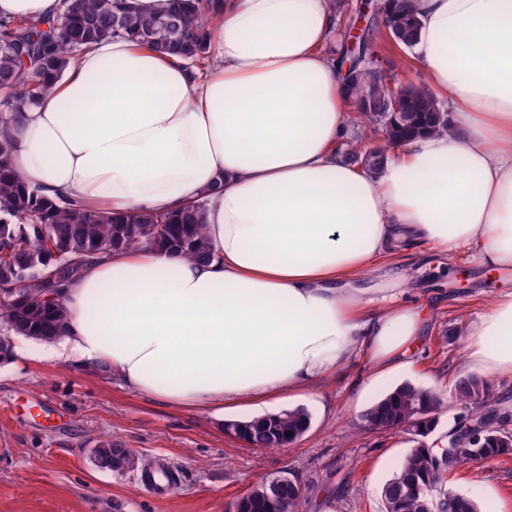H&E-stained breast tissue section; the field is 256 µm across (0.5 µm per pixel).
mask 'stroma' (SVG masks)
Returning <instances> with one entry per match:
<instances>
[{"label": "stroma", "instance_id": "stroma-1", "mask_svg": "<svg viewBox=\"0 0 512 512\" xmlns=\"http://www.w3.org/2000/svg\"><path fill=\"white\" fill-rule=\"evenodd\" d=\"M399 263L409 274L402 298L431 309L409 370L367 391L372 369L357 354L304 393L311 425L283 448L257 451L225 433V421L253 417V410L168 407L105 368L40 357L46 342L30 341V357L0 362V512H233L260 479L278 476L300 483V512H383L382 487L412 437L361 431L362 412L404 382L450 395L470 375L465 327L491 298L512 293V270L486 267L465 250L450 256L420 242ZM111 438L177 469L176 486L148 496L138 472L97 467L92 450ZM443 483L512 512V455L456 468Z\"/></svg>", "mask_w": 512, "mask_h": 512}]
</instances>
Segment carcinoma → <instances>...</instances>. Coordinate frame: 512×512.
I'll use <instances>...</instances> for the list:
<instances>
[{
	"label": "carcinoma",
	"mask_w": 512,
	"mask_h": 512,
	"mask_svg": "<svg viewBox=\"0 0 512 512\" xmlns=\"http://www.w3.org/2000/svg\"><path fill=\"white\" fill-rule=\"evenodd\" d=\"M213 0H177L165 13L136 10L127 0H60V19L0 18V106L12 112L35 105L48 88L29 79V70L61 76L79 54L93 44L119 36H133L162 55H174L187 64L200 61L210 51ZM374 28L383 29L395 43L411 48L418 37V20L411 0L374 3ZM353 57L348 68L360 132L347 144L344 158L370 172L388 161V149L406 137L429 129L448 132V112L436 94L421 83L403 86L392 97L393 75L373 67L369 32L362 33L355 48H345L341 61ZM382 133L384 145L366 148L365 141ZM207 200L167 215L133 210L120 217L76 201H58L37 187L25 184L13 163V142L0 135V360L10 356L12 337L51 341L59 338L68 318L62 301L64 288L78 280L88 265L103 262L119 248L165 247L197 260L211 258L203 213ZM454 399L470 416L483 420L497 405L488 381L479 376L461 379ZM444 404L441 395L411 383H402L368 407L363 427L375 432L401 430L406 424L432 431ZM233 424L244 431L251 448H281L309 429L307 410L294 408L268 413ZM102 469L148 471L151 464L127 452L118 441L105 440L93 450ZM512 453L493 440L482 447L459 439L448 457L425 448L410 450L381 492L384 512H479L477 504L451 491L436 488L441 475L484 458ZM274 480L260 482L240 497L237 512H299L301 487L285 484L280 497L270 495Z\"/></svg>",
	"instance_id": "1"
}]
</instances>
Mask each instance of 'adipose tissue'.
<instances>
[{
  "label": "adipose tissue",
  "instance_id": "adipose-tissue-1",
  "mask_svg": "<svg viewBox=\"0 0 512 512\" xmlns=\"http://www.w3.org/2000/svg\"><path fill=\"white\" fill-rule=\"evenodd\" d=\"M199 73L131 37L81 53L35 106L0 114L24 182L120 216L208 197L211 260L118 249L65 288L53 357L105 366L175 407L292 399L364 353L405 367L425 313L402 288L415 242L512 269V0H414L411 55L451 114L379 174L345 163L348 83L325 47L334 0H214ZM471 368L512 378V294L465 328Z\"/></svg>",
  "mask_w": 512,
  "mask_h": 512
}]
</instances>
